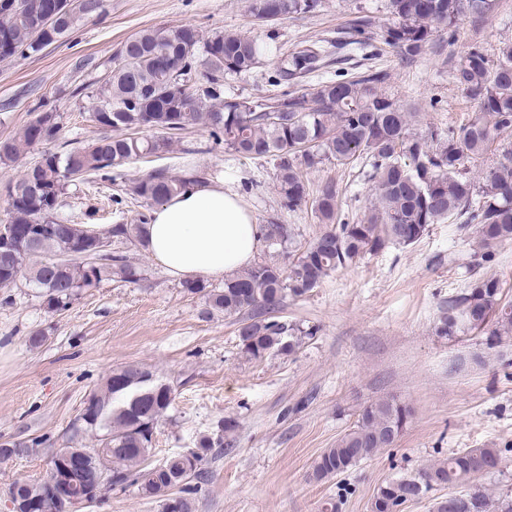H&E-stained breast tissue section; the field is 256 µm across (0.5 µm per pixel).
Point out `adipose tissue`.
<instances>
[{
    "label": "adipose tissue",
    "mask_w": 512,
    "mask_h": 512,
    "mask_svg": "<svg viewBox=\"0 0 512 512\" xmlns=\"http://www.w3.org/2000/svg\"><path fill=\"white\" fill-rule=\"evenodd\" d=\"M262 239L242 199L223 183L208 182L154 207L143 250L173 278L221 279L250 265Z\"/></svg>",
    "instance_id": "1"
}]
</instances>
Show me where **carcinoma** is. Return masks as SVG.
<instances>
[{"mask_svg": "<svg viewBox=\"0 0 512 512\" xmlns=\"http://www.w3.org/2000/svg\"><path fill=\"white\" fill-rule=\"evenodd\" d=\"M40 0H0V60L38 53L72 32L97 13V0H84L79 14L65 28L41 25ZM321 0H251L252 15L272 11L280 18L312 13ZM498 0H388L390 19L379 28L381 42L407 60L421 55L439 31L452 38L465 19L486 21ZM371 25L358 16L353 39L338 48H362L359 36ZM263 53L259 40L240 31L211 35L183 24L150 27L125 40L115 55L112 75L91 91L105 105L89 113L104 135L86 147L63 153L46 151L25 167L9 191L6 223L11 237L0 243V288L20 278L40 290L50 312L70 306L79 293L104 280L137 283L142 270L120 250L143 246L150 217L112 225V238L89 237L72 224L49 220L67 185L90 175L111 177L113 170L134 160L167 151L172 139L188 127H202L217 142L248 158L275 161L276 187L282 206L293 210L309 198L307 174L330 163L348 165L371 160L374 202L354 223H336L339 189L326 182L312 202V214L326 229L292 262L288 271L258 262L224 278L221 285L182 284L184 292L201 296L206 313L239 317L237 333L242 353L261 359L272 352L292 353L315 329L280 320L287 299L306 296L332 273L389 244L418 242L432 224L460 222L476 226L479 249L492 252L512 241V147L498 161L475 175L468 164L483 157L503 134L512 133V43H505L492 59L475 42L451 72L453 83L475 103L474 116L448 132L428 136L410 132L416 117L410 107L383 89L386 75L368 69L355 76L338 74L301 93L283 91L269 98L224 95V74L251 71ZM327 48L319 41H303L286 55L278 69L286 84L321 70ZM207 69L209 87L200 92L188 80L197 66ZM60 126L54 112H38L18 136L0 142V164L14 163L20 151L54 139ZM143 129L160 133L139 137ZM206 180L192 171L175 177L155 169L138 180L133 194L153 207L188 183ZM265 240L281 245L291 240L285 224L269 222ZM41 257L37 263L35 257ZM461 318L470 329L499 339L512 333V304L501 303L493 278L475 280L469 290L448 301V314L437 327L452 336ZM174 401L171 385L159 382L152 370L129 364L112 370L101 386L89 391L70 427L68 459L75 479L103 497L112 490L133 489L159 502L161 512L177 501L179 512H195L191 482L207 481L208 456L227 446L226 435L236 424L224 422L221 433L204 435L196 447L149 462L152 440ZM409 410L382 400L366 406L357 423L326 448L314 462L317 480L348 472L379 451L392 447L403 432ZM81 433L91 434L96 446L76 445ZM498 448H465L413 473L390 479L373 495L371 512L383 501L392 512H403L442 488L464 484L478 474L500 471ZM14 512H36L44 496L43 481L16 482L10 487ZM432 512H512V493L491 496L478 486L453 493L455 508L443 496L432 498Z\"/></svg>", "mask_w": 512, "mask_h": 512, "instance_id": "carcinoma-1", "label": "carcinoma"}]
</instances>
